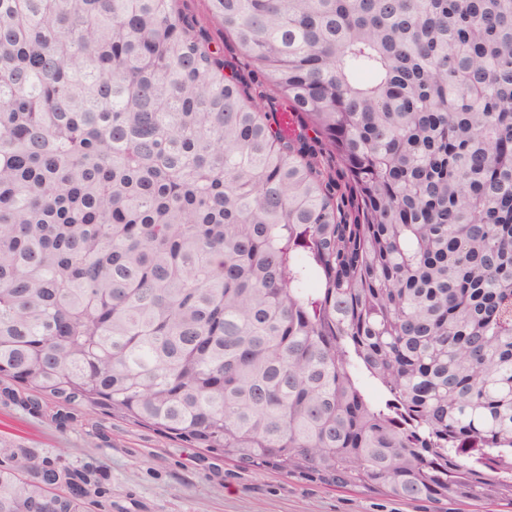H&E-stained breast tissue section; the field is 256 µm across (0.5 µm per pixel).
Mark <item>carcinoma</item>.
<instances>
[{"label":"carcinoma","instance_id":"carcinoma-1","mask_svg":"<svg viewBox=\"0 0 512 512\" xmlns=\"http://www.w3.org/2000/svg\"><path fill=\"white\" fill-rule=\"evenodd\" d=\"M0 0V381L393 500L512 503V0ZM0 441V512H86ZM190 14H192L197 20L199 26L204 28L212 38L211 49H219L223 52L224 58H226L233 66V73L243 77L249 84L247 91L250 94L258 93L263 91L270 100L269 117L271 118L277 112H281L284 108V100L282 97L262 86L258 85L256 81L252 80L251 69L249 60L243 56L238 50L232 48V40L224 32L219 31L210 21L207 9V2L205 0H186Z\"/></svg>","mask_w":512,"mask_h":512}]
</instances>
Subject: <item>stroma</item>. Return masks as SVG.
Here are the masks:
<instances>
[{
    "instance_id": "1",
    "label": "stroma",
    "mask_w": 512,
    "mask_h": 512,
    "mask_svg": "<svg viewBox=\"0 0 512 512\" xmlns=\"http://www.w3.org/2000/svg\"><path fill=\"white\" fill-rule=\"evenodd\" d=\"M190 14L223 52L235 74L251 82L249 60L209 20L206 0H186ZM0 439L95 474L108 498L88 512H512V504L400 501L354 487H329L278 471H257L183 448L149 428L118 418H78L59 427L33 416L0 392Z\"/></svg>"
}]
</instances>
